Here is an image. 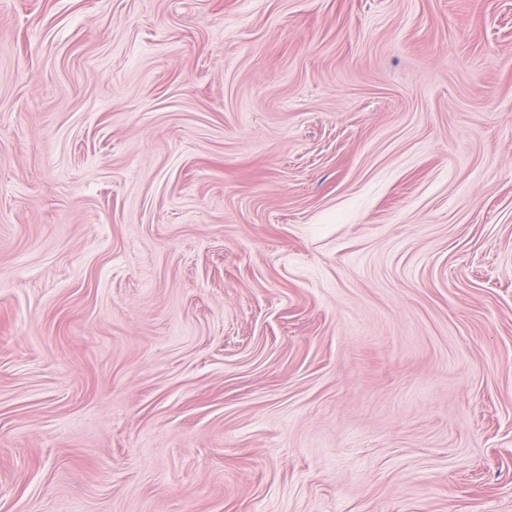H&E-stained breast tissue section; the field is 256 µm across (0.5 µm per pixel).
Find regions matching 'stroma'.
I'll return each instance as SVG.
<instances>
[{"label":"stroma","instance_id":"35a3bbf8","mask_svg":"<svg viewBox=\"0 0 512 512\" xmlns=\"http://www.w3.org/2000/svg\"><path fill=\"white\" fill-rule=\"evenodd\" d=\"M0 512H512V0H0Z\"/></svg>","mask_w":512,"mask_h":512}]
</instances>
